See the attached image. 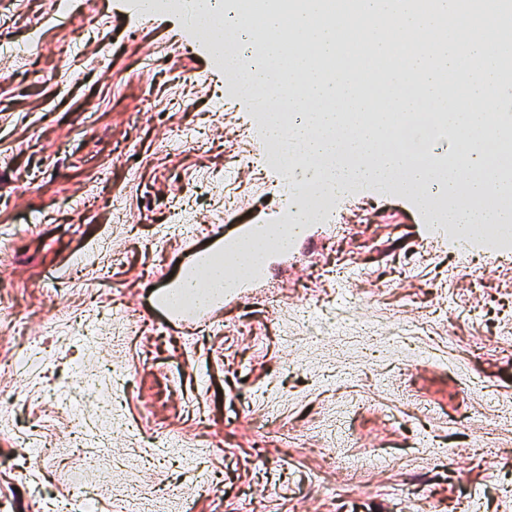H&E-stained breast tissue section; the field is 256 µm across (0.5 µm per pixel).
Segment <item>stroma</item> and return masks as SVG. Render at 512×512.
Returning <instances> with one entry per match:
<instances>
[{"mask_svg": "<svg viewBox=\"0 0 512 512\" xmlns=\"http://www.w3.org/2000/svg\"><path fill=\"white\" fill-rule=\"evenodd\" d=\"M254 112L184 10L0 0V512H512V243L361 182L221 320L156 309L277 222L283 173L224 167ZM212 257L208 253L198 255L193 263L183 269L181 278L173 282L170 288L158 297V305L168 313L170 320L178 322L182 327L192 326L197 323H214L223 316L224 297L226 295H217L205 306L196 308L175 306L170 300L171 296L178 293L183 284L187 280L192 279L202 267L210 262Z\"/></svg>", "mask_w": 512, "mask_h": 512, "instance_id": "obj_1", "label": "stroma"}]
</instances>
